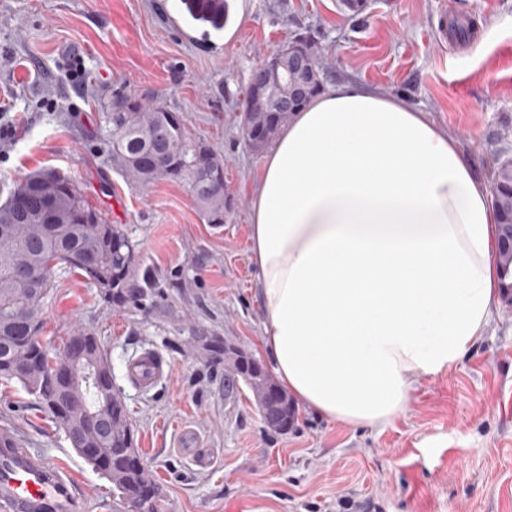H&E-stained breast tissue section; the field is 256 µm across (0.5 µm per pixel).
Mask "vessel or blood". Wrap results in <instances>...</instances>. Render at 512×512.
<instances>
[{
  "mask_svg": "<svg viewBox=\"0 0 512 512\" xmlns=\"http://www.w3.org/2000/svg\"><path fill=\"white\" fill-rule=\"evenodd\" d=\"M167 362L152 351L141 352L128 369L132 384L151 387L168 374ZM0 512H84V501L64 470L15 434L0 430Z\"/></svg>",
  "mask_w": 512,
  "mask_h": 512,
  "instance_id": "1",
  "label": "vessel or blood"
}]
</instances>
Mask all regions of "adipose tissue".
Returning a JSON list of instances; mask_svg holds the SVG:
<instances>
[{
  "label": "adipose tissue",
  "mask_w": 512,
  "mask_h": 512,
  "mask_svg": "<svg viewBox=\"0 0 512 512\" xmlns=\"http://www.w3.org/2000/svg\"><path fill=\"white\" fill-rule=\"evenodd\" d=\"M249 242L264 355L281 388L334 421H391L498 307L497 216L458 137L358 82L283 128Z\"/></svg>",
  "instance_id": "adipose-tissue-1"
}]
</instances>
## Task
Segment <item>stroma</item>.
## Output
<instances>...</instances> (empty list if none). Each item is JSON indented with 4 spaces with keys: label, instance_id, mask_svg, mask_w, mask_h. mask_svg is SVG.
Instances as JSON below:
<instances>
[{
    "label": "stroma",
    "instance_id": "stroma-1",
    "mask_svg": "<svg viewBox=\"0 0 512 512\" xmlns=\"http://www.w3.org/2000/svg\"><path fill=\"white\" fill-rule=\"evenodd\" d=\"M213 26L207 0H0V203L29 175L67 174L88 203L124 227L136 293L111 307L86 278L57 271L44 340L97 336L125 403L134 446L162 487L158 512H512V306L456 365L421 379L404 412L372 428L298 408L269 430L249 388L224 389L228 340L262 357L250 199L265 154L242 132L252 72L296 33L327 63L325 86L354 80L456 134L480 174L512 152V0H227ZM496 25L494 40L442 30ZM178 111L224 159V221L207 223L186 183L143 187L112 161L99 98L113 90ZM166 380L127 379L145 349ZM199 444L181 448L182 426ZM63 465L85 512H125L111 483L16 382L0 379V429Z\"/></svg>",
    "mask_w": 512,
    "mask_h": 512
}]
</instances>
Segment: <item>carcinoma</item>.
Returning <instances> with one entry per match:
<instances>
[{
    "mask_svg": "<svg viewBox=\"0 0 512 512\" xmlns=\"http://www.w3.org/2000/svg\"><path fill=\"white\" fill-rule=\"evenodd\" d=\"M290 46L305 58L309 82L291 105L288 97L295 75L289 65L279 68L283 76L264 88L248 83L242 131L256 150L270 143L323 91L325 65L315 41L297 33ZM103 119L112 130V160L129 178L141 185L164 178L183 180L208 223H224L227 199L212 183L213 176L224 173V161L189 134L179 113L117 91ZM491 182L498 223L512 224V159L504 151L494 161ZM8 200L10 204L0 208V377L18 382L66 431L90 413L117 412L120 432L106 438L91 430L86 437L87 447L108 459L130 428L126 407L112 389H100L90 374L83 379L82 409L67 417L55 414V391L46 381L51 352L49 343L41 340L44 304L59 270L75 272L100 286L111 305L129 303L134 294V263L128 260L133 245L119 226L108 223L87 203L70 178L55 170L32 174L11 191ZM21 257L46 269L42 279L29 285L17 276ZM102 476L120 499L131 487L151 491L141 509L157 512L161 493L146 464L114 466Z\"/></svg>",
    "mask_w": 512,
    "mask_h": 512,
    "instance_id": "carcinoma-1",
    "label": "carcinoma"
}]
</instances>
